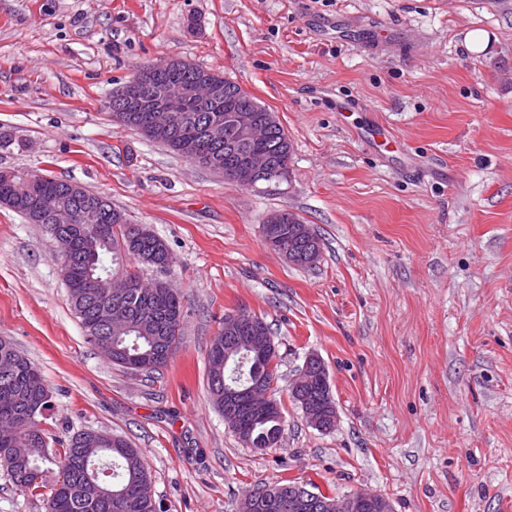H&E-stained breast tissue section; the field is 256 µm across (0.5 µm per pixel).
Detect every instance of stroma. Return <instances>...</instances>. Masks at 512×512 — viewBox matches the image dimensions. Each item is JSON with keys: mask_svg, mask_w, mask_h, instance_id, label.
<instances>
[{"mask_svg": "<svg viewBox=\"0 0 512 512\" xmlns=\"http://www.w3.org/2000/svg\"><path fill=\"white\" fill-rule=\"evenodd\" d=\"M181 57L238 83L292 145L290 180H224L112 122L139 67ZM0 170L107 197L168 245L184 304L162 371L87 342L42 225L0 206V337L41 370L49 445L138 448L164 512H239L276 483L383 495L392 512H512V0H0ZM322 242L299 268L260 225ZM269 326L280 447L244 446L209 399L227 314ZM326 365L335 428L288 385ZM284 216L283 223L281 211L272 212L265 217L263 224L266 225L267 229H270L274 224L279 225L266 231L265 234L261 231L263 241L268 247L277 252H279L280 247L284 250H290L296 255L303 253L308 248L307 242L309 241L300 233L299 224H304V222L296 214L288 211H284Z\"/></svg>", "mask_w": 512, "mask_h": 512, "instance_id": "35a3bbf8", "label": "stroma"}]
</instances>
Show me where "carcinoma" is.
<instances>
[{"mask_svg":"<svg viewBox=\"0 0 512 512\" xmlns=\"http://www.w3.org/2000/svg\"><path fill=\"white\" fill-rule=\"evenodd\" d=\"M192 74L172 67L157 75L144 74L141 83L134 87L138 94L149 93L158 84L184 82ZM226 100L211 105L198 113V122L224 117L225 106L245 105L262 111L255 97L237 83L228 86ZM227 140L218 144H206L204 150L224 163L229 170L238 165L243 151L236 145V135L229 131ZM255 149L268 152L276 167H288L291 144L279 120L268 127L266 139ZM28 181L20 174L7 178L0 176V202L23 193ZM42 189L54 193L62 209H75L79 201L65 193L66 181L43 177ZM285 220L263 234V241L271 249L290 250L300 254L307 248L308 239L301 235L300 218L284 212ZM138 231V225L127 221L119 210H112V221L96 224L86 229L84 236L76 239L73 259L77 264L76 278L68 283L69 300L79 319L86 339L91 343L112 340L116 364L136 372H156L167 366L178 347L180 326L183 318L181 295L174 288H133L116 299L129 318L127 325L112 332L91 331L89 320L94 316L100 299L84 283L83 266L96 274L116 272L125 267V261H139L131 250H122V244ZM97 241L95 252L85 254V238ZM230 336L227 322L213 339L208 352V387L211 399L219 410H224V386L228 385L238 395L242 406L254 407L245 414L231 431L247 447L263 451L269 448L275 437L284 430L282 407L276 398L268 408L253 406L247 389L259 384L274 390L276 371L273 360L276 354L269 349L253 351L245 359L241 372L229 377L224 374V342ZM311 403L323 420L336 411V401L330 382L316 374L306 384ZM37 403L36 416H41L50 402V393L38 367L23 356L13 344L0 343V422L19 425L31 441L29 451L12 456L3 451L7 444L0 441V463L3 464L15 485L34 492L45 487L43 476L58 472L48 492L42 494L44 512H160L155 498L148 493L152 483L151 471L139 451L123 437L104 431H96L85 443L81 433H75L60 442V447L50 449L43 430L37 423L28 422L30 403ZM295 485L267 487L270 507L254 508L253 500L245 499L242 512H291L288 508L290 493Z\"/></svg>","mask_w":512,"mask_h":512,"instance_id":"cac0c4a2","label":"carcinoma"}]
</instances>
